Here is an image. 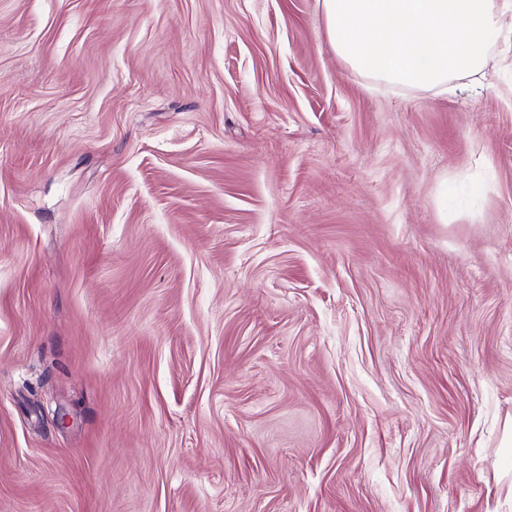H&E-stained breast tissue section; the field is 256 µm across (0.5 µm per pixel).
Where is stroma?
I'll use <instances>...</instances> for the list:
<instances>
[{"label":"stroma","mask_w":512,"mask_h":512,"mask_svg":"<svg viewBox=\"0 0 512 512\" xmlns=\"http://www.w3.org/2000/svg\"><path fill=\"white\" fill-rule=\"evenodd\" d=\"M456 85L0 0V512H512V67Z\"/></svg>","instance_id":"obj_1"}]
</instances>
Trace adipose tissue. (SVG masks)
Wrapping results in <instances>:
<instances>
[{"instance_id":"adipose-tissue-1","label":"adipose tissue","mask_w":512,"mask_h":512,"mask_svg":"<svg viewBox=\"0 0 512 512\" xmlns=\"http://www.w3.org/2000/svg\"><path fill=\"white\" fill-rule=\"evenodd\" d=\"M337 56L377 83L447 91L484 75L512 0H318Z\"/></svg>"}]
</instances>
